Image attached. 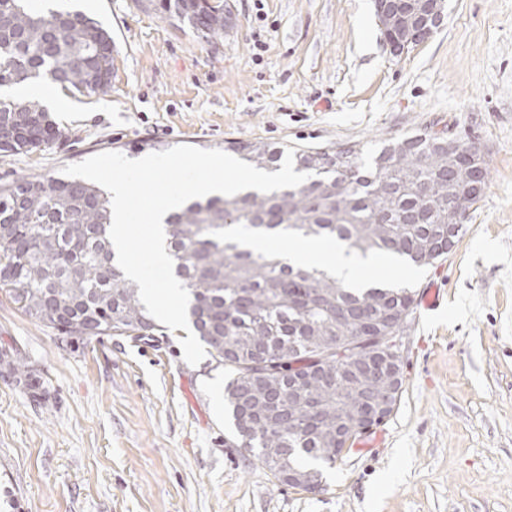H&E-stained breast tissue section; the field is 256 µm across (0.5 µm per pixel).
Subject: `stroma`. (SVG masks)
Listing matches in <instances>:
<instances>
[{
	"label": "stroma",
	"mask_w": 512,
	"mask_h": 512,
	"mask_svg": "<svg viewBox=\"0 0 512 512\" xmlns=\"http://www.w3.org/2000/svg\"><path fill=\"white\" fill-rule=\"evenodd\" d=\"M204 41L148 0H64L114 41L104 94L43 83L63 144L0 152V183L106 151L188 144L368 146L424 130L475 144L486 191L445 260L386 279L442 305L401 337V398L307 492L232 441L225 375L185 362V330L66 338L0 297V512H512V0H447L445 25L391 56L373 0H228Z\"/></svg>",
	"instance_id": "stroma-1"
}]
</instances>
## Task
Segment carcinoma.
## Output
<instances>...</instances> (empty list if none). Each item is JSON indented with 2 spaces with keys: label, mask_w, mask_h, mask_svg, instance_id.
<instances>
[{
  "label": "carcinoma",
  "mask_w": 512,
  "mask_h": 512,
  "mask_svg": "<svg viewBox=\"0 0 512 512\" xmlns=\"http://www.w3.org/2000/svg\"><path fill=\"white\" fill-rule=\"evenodd\" d=\"M224 0H158L155 7L205 40L224 33ZM114 43L81 12L0 0V88L50 81L81 94L111 86ZM7 152L30 153L62 137L35 99L0 96ZM430 132L389 139L373 155L344 145L341 166L312 165L295 153L296 188L256 190L192 201L165 219L174 269L189 292V321L215 367L228 374L225 394L233 439L282 485L313 492L339 449L378 413L387 386L378 336H401L414 313V291L349 288L275 252H258L246 232L279 228L290 238H336L363 257L430 267L448 256V228L464 232L454 202L467 199L470 167L448 165L431 149ZM227 149L259 169L279 167L283 151L262 142ZM111 200L94 184L44 176L0 185V295L67 336L93 321L99 335L151 339L160 330L119 268L108 233ZM373 374L357 388L336 349ZM307 473L288 482V471Z\"/></svg>",
  "instance_id": "cac0c4a2"
}]
</instances>
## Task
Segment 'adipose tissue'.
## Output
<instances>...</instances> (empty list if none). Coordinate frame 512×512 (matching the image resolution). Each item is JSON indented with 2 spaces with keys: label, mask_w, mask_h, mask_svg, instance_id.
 <instances>
[{
  "label": "adipose tissue",
  "mask_w": 512,
  "mask_h": 512,
  "mask_svg": "<svg viewBox=\"0 0 512 512\" xmlns=\"http://www.w3.org/2000/svg\"><path fill=\"white\" fill-rule=\"evenodd\" d=\"M281 251L294 266L314 265L344 284L363 287L384 269L383 261L362 258L342 244L315 238L308 241H283Z\"/></svg>",
  "instance_id": "adipose-tissue-1"
}]
</instances>
